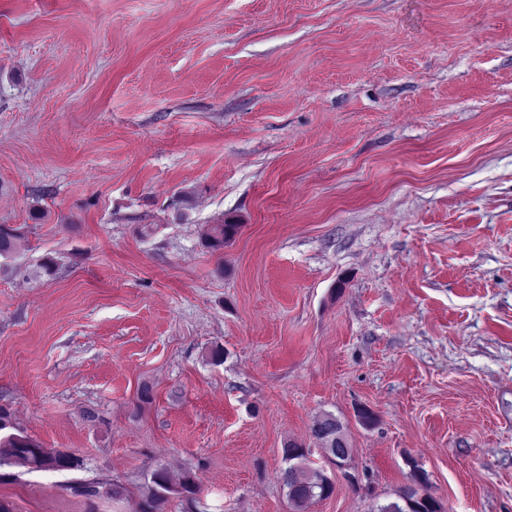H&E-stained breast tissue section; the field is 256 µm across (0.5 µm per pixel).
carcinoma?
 <instances>
[{
  "label": "carcinoma",
  "instance_id": "carcinoma-1",
  "mask_svg": "<svg viewBox=\"0 0 512 512\" xmlns=\"http://www.w3.org/2000/svg\"><path fill=\"white\" fill-rule=\"evenodd\" d=\"M240 225L234 223L216 224L206 239L207 247L214 251L224 249V244L238 233ZM22 235L17 230L0 225V258L8 259L17 253ZM321 426L312 427V434L328 448L327 458L339 468L349 466L352 455L341 456L336 437L345 436L342 423L332 414L320 417ZM290 454L288 467L283 471V485L291 512H307L315 499L331 496L335 485L327 476L304 465L306 454L303 448L290 444L284 449ZM23 464L33 469L70 470L79 466V459L70 453L49 451L30 437L19 434L6 442H0V467ZM413 486L398 495V500L377 507L376 512H445L442 505L431 495H420L419 490L428 484L427 474L419 469L411 473ZM199 492V485L191 474H186L181 483L171 482L163 468L155 470L140 502L138 512H162V505L173 494L187 499Z\"/></svg>",
  "mask_w": 512,
  "mask_h": 512
}]
</instances>
